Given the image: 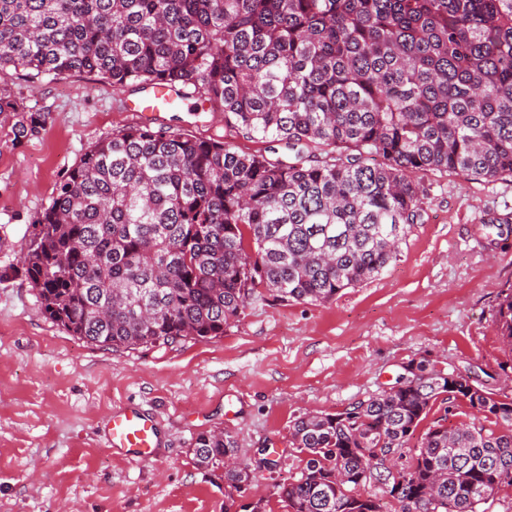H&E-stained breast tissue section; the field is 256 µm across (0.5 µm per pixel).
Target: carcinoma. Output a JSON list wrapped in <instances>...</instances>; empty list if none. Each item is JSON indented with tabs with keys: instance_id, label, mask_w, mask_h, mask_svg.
I'll list each match as a JSON object with an SVG mask.
<instances>
[{
	"instance_id": "cac0c4a2",
	"label": "carcinoma",
	"mask_w": 512,
	"mask_h": 512,
	"mask_svg": "<svg viewBox=\"0 0 512 512\" xmlns=\"http://www.w3.org/2000/svg\"><path fill=\"white\" fill-rule=\"evenodd\" d=\"M93 74L115 92L162 86L254 152L136 123L89 147L33 221L21 259L42 313L90 344L135 350L224 335L245 307L326 304L397 260L423 221L421 172L512 179V0H0V73ZM14 140L50 114L0 83ZM489 244L512 217L482 224ZM512 347V291L495 311ZM343 412L298 417L274 484L287 512H479L512 487V397L471 371L403 366ZM444 416L410 446L437 399ZM473 411L449 427L458 401ZM507 425L495 433L481 419ZM225 496L277 461L201 433ZM398 456L393 471L382 455ZM377 492L363 496L361 486Z\"/></svg>"
}]
</instances>
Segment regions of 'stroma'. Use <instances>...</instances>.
Returning <instances> with one entry per match:
<instances>
[{
	"instance_id": "obj_1",
	"label": "stroma",
	"mask_w": 512,
	"mask_h": 512,
	"mask_svg": "<svg viewBox=\"0 0 512 512\" xmlns=\"http://www.w3.org/2000/svg\"><path fill=\"white\" fill-rule=\"evenodd\" d=\"M25 105L49 112L45 130L15 143L0 114V512H224V472L193 461L199 433L229 432L240 454L283 450L261 472L269 512H284L274 480L298 476L286 454L301 413H336L394 386L403 364L470 367L488 390L512 395V348L494 323L512 288V244L481 246L483 221L512 214V182L429 172L425 215L396 262L326 305L248 304L223 336L169 347L111 350L70 336L40 311L19 263L33 221L60 176L113 130L145 122L246 151L221 113L140 112L142 96L94 75L31 82L0 77ZM155 423L145 463L106 446L122 409Z\"/></svg>"
}]
</instances>
